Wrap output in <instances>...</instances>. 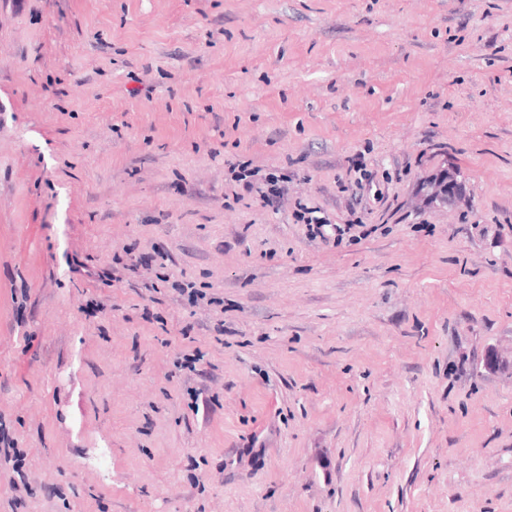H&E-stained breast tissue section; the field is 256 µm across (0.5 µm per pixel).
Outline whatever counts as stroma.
Wrapping results in <instances>:
<instances>
[{"instance_id":"35a3bbf8","label":"stroma","mask_w":512,"mask_h":512,"mask_svg":"<svg viewBox=\"0 0 512 512\" xmlns=\"http://www.w3.org/2000/svg\"><path fill=\"white\" fill-rule=\"evenodd\" d=\"M0 438V512H512V0H0Z\"/></svg>"}]
</instances>
